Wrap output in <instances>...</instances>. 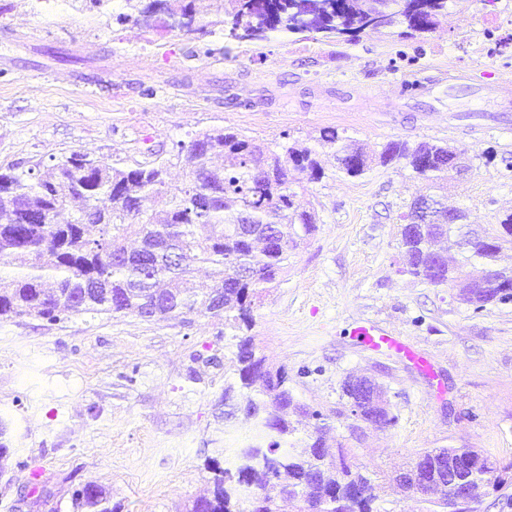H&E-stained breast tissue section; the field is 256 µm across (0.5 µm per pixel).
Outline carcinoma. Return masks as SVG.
<instances>
[{
	"mask_svg": "<svg viewBox=\"0 0 512 512\" xmlns=\"http://www.w3.org/2000/svg\"><path fill=\"white\" fill-rule=\"evenodd\" d=\"M126 2L134 13L119 15V21L193 34L198 46L191 55L211 57L210 37L225 26L241 42L260 41L275 30L352 41L359 33L350 30L366 15L371 0H219L222 18L208 22L196 20L192 0ZM384 2L382 26L404 24L418 33L433 30L448 12V0ZM338 153L339 169L348 176L369 168V158L358 148L342 145ZM453 156L446 144L422 143L411 149L394 141L385 147L381 162L406 161L432 189ZM177 160L188 169L187 181L178 188L166 181V162L118 169L81 151L42 171L0 169V257L10 258L17 268L12 276L0 275V321L25 316L56 321L71 313L186 322L192 316L215 315L212 302L219 295L224 324L251 328L263 290L277 282L299 241L317 228L316 212L296 203L290 168L318 180L322 167L306 147L279 143L272 148L228 128L180 146ZM91 225L98 227L95 237L88 232ZM479 233L482 240L458 256L463 262H480L483 275L456 283L448 262L435 259L434 245L448 236V225L402 224L403 272L432 285L448 284L458 289L462 303L482 309L497 301L496 291L485 285L486 273L512 283V268L496 266L503 248L512 245V213L497 224L480 226ZM131 237L140 242L133 250L127 246ZM191 261L211 267L210 281L194 279ZM240 271L251 275L243 285L235 279ZM237 348L240 387L249 389L261 381L260 405H275L265 416L251 414L268 431L269 443L252 446L257 466L243 459L233 470L217 462L210 465L213 489L194 499L187 512H378L371 501L356 504L371 482L360 467L351 463L343 469L349 483L342 488L335 472L319 469V431L308 434L301 446L280 451V441L297 432L287 415L294 403L288 378L267 377L271 366L252 337H241ZM458 452L451 445L424 450L409 469L431 471L453 462ZM490 465L505 479L512 475V462L501 465L485 455L462 475L479 478ZM249 482L260 490L253 497H239L240 484ZM330 488L342 505L312 510ZM73 499L86 512H114L94 484L76 489ZM421 501L424 512H448L446 489Z\"/></svg>",
	"mask_w": 512,
	"mask_h": 512,
	"instance_id": "cac0c4a2",
	"label": "carcinoma"
}]
</instances>
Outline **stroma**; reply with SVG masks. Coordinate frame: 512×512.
<instances>
[{
	"mask_svg": "<svg viewBox=\"0 0 512 512\" xmlns=\"http://www.w3.org/2000/svg\"><path fill=\"white\" fill-rule=\"evenodd\" d=\"M125 0H0V166L38 169L75 151L117 168L169 162L186 181L178 146L231 127L261 144L315 150L320 180L293 172L317 230L268 289L249 331L273 366L288 371L296 402L328 415L325 444H344L367 467L380 512H421L389 475L416 453L453 445L512 460V302L474 310L455 289L401 268L399 217L426 184L405 163L380 164L404 141L462 150L469 171L449 176L445 202L470 224L512 212V103L479 85L512 79V0H449L433 32L402 27L357 41L281 31L240 43L215 36L213 57L161 29L118 24ZM468 76L449 89L448 77ZM416 88L400 93L401 84ZM359 145L371 165L340 172L321 136ZM367 322L401 337L420 368L353 336ZM223 319L145 321L62 315L0 322V512H81L72 493L103 487L116 512H185L210 486L208 463L234 468L257 443L242 407L236 344ZM374 378L395 426L351 434L342 382ZM234 401L225 404L224 391Z\"/></svg>",
	"mask_w": 512,
	"mask_h": 512,
	"instance_id": "35a3bbf8",
	"label": "stroma"
}]
</instances>
